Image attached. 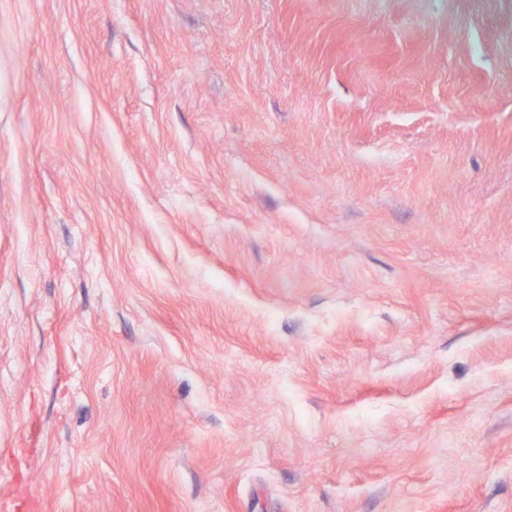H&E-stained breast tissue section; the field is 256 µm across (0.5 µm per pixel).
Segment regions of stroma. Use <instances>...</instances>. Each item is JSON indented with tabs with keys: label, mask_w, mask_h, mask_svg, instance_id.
I'll use <instances>...</instances> for the list:
<instances>
[{
	"label": "stroma",
	"mask_w": 512,
	"mask_h": 512,
	"mask_svg": "<svg viewBox=\"0 0 512 512\" xmlns=\"http://www.w3.org/2000/svg\"><path fill=\"white\" fill-rule=\"evenodd\" d=\"M0 512H512V0H0Z\"/></svg>",
	"instance_id": "obj_1"
}]
</instances>
